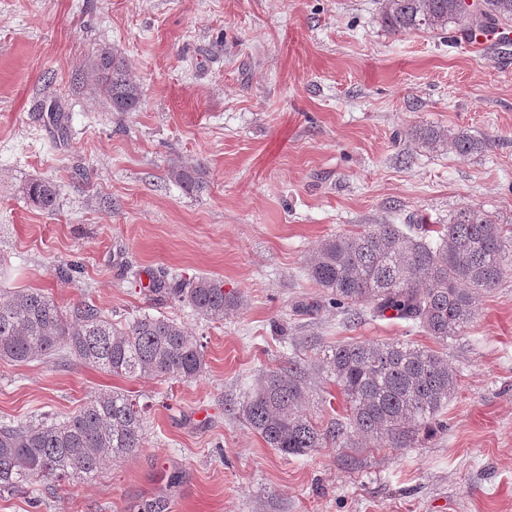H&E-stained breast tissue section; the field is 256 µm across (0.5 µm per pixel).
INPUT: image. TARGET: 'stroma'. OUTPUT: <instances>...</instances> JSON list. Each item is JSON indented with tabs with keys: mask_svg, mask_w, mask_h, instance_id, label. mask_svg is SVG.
I'll return each instance as SVG.
<instances>
[{
	"mask_svg": "<svg viewBox=\"0 0 512 512\" xmlns=\"http://www.w3.org/2000/svg\"><path fill=\"white\" fill-rule=\"evenodd\" d=\"M105 46L141 86L136 111H113L86 78ZM422 127L488 147L424 148ZM196 163L208 185L191 194L169 170ZM34 178L56 184L53 210L25 198ZM467 207L512 236V45L480 50L454 26L390 33L380 0H0V288L115 320L166 315L207 359L194 381L115 377L62 352L0 360V423L67 416L112 389L147 407L142 448L86 481L1 494L0 512H512V271L444 344L343 312L308 277L325 238ZM204 274L242 297L223 322L153 288ZM349 339L447 358L443 429L408 448L354 436L281 456L240 404L295 357L307 414L345 419L314 360Z\"/></svg>",
	"mask_w": 512,
	"mask_h": 512,
	"instance_id": "stroma-1",
	"label": "stroma"
}]
</instances>
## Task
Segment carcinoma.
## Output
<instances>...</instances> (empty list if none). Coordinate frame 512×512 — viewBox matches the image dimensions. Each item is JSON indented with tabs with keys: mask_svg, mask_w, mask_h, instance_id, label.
Returning <instances> with one entry per match:
<instances>
[{
	"mask_svg": "<svg viewBox=\"0 0 512 512\" xmlns=\"http://www.w3.org/2000/svg\"><path fill=\"white\" fill-rule=\"evenodd\" d=\"M382 21L395 34L444 32L451 24L480 28L512 22V0H381ZM87 71L97 93L116 112L140 104L139 84L117 52L101 49ZM430 148L446 146L460 156L487 143L465 130L416 131ZM169 175L190 192L207 186L204 165H174ZM34 207L52 210L56 186L35 179L24 187ZM512 239L488 214L462 209L448 224L423 226L412 236L398 224H374L323 240L309 260L308 275L340 308L368 307L378 317L404 320L437 341L463 334L475 318L476 296L496 287L507 272ZM178 302L200 318L222 322L241 305L224 289V279L200 275L171 289ZM64 350L76 361L124 378L198 379L207 366L205 350L184 325L164 315H143L115 323L89 303L65 312L40 290L0 293V358L26 364ZM349 404L347 421L323 431L304 412L309 399L305 366L288 365L260 376L239 414L268 447L303 456L330 437L357 433L407 448L421 433L441 426L438 414L457 389L448 361L432 350L393 340L346 341L329 347L322 360ZM143 410L119 390L100 393L73 415H45L35 421L0 425V491L23 483L54 484L96 473L105 462L142 447Z\"/></svg>",
	"mask_w": 512,
	"mask_h": 512,
	"instance_id": "carcinoma-1",
	"label": "carcinoma"
}]
</instances>
